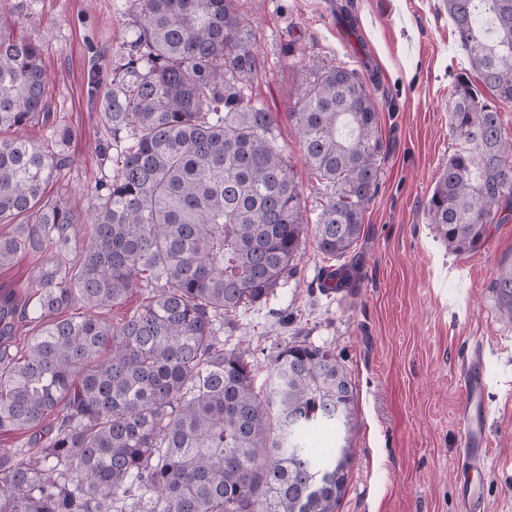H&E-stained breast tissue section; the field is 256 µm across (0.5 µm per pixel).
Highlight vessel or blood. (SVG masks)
<instances>
[{
  "mask_svg": "<svg viewBox=\"0 0 512 512\" xmlns=\"http://www.w3.org/2000/svg\"><path fill=\"white\" fill-rule=\"evenodd\" d=\"M486 390L487 384L481 368H472L466 381L462 450L456 465L459 476V512H489V505L480 492V482L486 473L488 458Z\"/></svg>",
  "mask_w": 512,
  "mask_h": 512,
  "instance_id": "1",
  "label": "vessel or blood"
}]
</instances>
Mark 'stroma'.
I'll return each instance as SVG.
<instances>
[{
    "instance_id": "obj_1",
    "label": "stroma",
    "mask_w": 512,
    "mask_h": 512,
    "mask_svg": "<svg viewBox=\"0 0 512 512\" xmlns=\"http://www.w3.org/2000/svg\"><path fill=\"white\" fill-rule=\"evenodd\" d=\"M441 0H236L257 31L262 66L251 92L278 119V142L302 187L313 223L325 188L303 161L296 111L317 78L342 66L359 72L378 108L385 146L380 180L350 253L344 295L322 291L334 269L306 242L298 274L269 302L224 328L228 344L247 343L258 378L292 340L335 348L357 387L354 460L339 512H458L456 456L465 376L482 363L490 415V456L481 491L490 512H512V324L491 288L512 260V217L490 227L477 250L448 252L426 203L455 147L448 101L464 57ZM129 0H9L0 23L40 40L51 75L47 118L29 126L37 143L63 152L46 199L86 216L95 186L113 168L99 155L110 135L97 112L134 38ZM69 131L68 140L53 131Z\"/></svg>"
}]
</instances>
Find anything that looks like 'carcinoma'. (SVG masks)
<instances>
[{
    "instance_id": "carcinoma-1",
    "label": "carcinoma",
    "mask_w": 512,
    "mask_h": 512,
    "mask_svg": "<svg viewBox=\"0 0 512 512\" xmlns=\"http://www.w3.org/2000/svg\"><path fill=\"white\" fill-rule=\"evenodd\" d=\"M469 68L452 87L456 147L427 201L455 254L512 214V0H441ZM135 39L99 116L112 181L87 217L45 199L67 160L24 132L49 111L35 39L0 26V268L37 265L44 320L20 354V316L0 298V433L32 431L30 453L0 452V512H338L354 457L357 389L336 350L293 341L257 383L250 350L224 323L265 304L298 273L307 237L328 258L358 242L384 143L361 75L336 66L294 113L305 160L326 187L315 224L277 140V118L249 93L256 32L234 0H131ZM350 265L324 291H343ZM512 323V262L492 281ZM139 290L118 323L105 312ZM79 311H73L74 307ZM67 317H61V314Z\"/></svg>"
}]
</instances>
